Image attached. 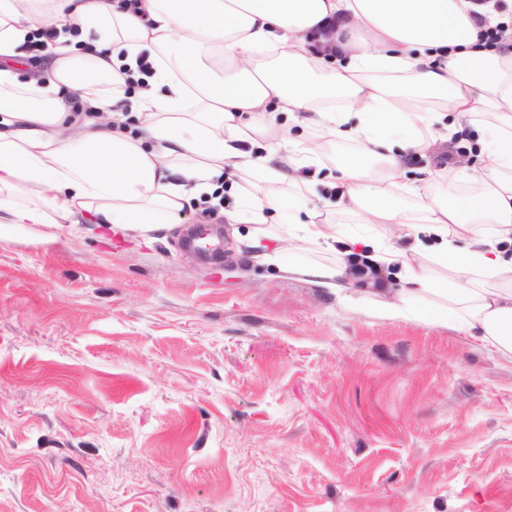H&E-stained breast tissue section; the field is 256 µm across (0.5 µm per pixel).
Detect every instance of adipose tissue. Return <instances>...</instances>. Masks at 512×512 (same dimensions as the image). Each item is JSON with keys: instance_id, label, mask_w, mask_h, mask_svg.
Wrapping results in <instances>:
<instances>
[{"instance_id": "ef3b65f1", "label": "adipose tissue", "mask_w": 512, "mask_h": 512, "mask_svg": "<svg viewBox=\"0 0 512 512\" xmlns=\"http://www.w3.org/2000/svg\"><path fill=\"white\" fill-rule=\"evenodd\" d=\"M140 7L0 0V224L152 232L191 202L218 205L219 180L235 176L249 189L224 217L250 225L245 246L258 259L274 258L261 225L288 220L289 250L338 255L289 273L339 295L351 265L399 269L404 287L376 283L363 301L512 355V40L485 39L512 24V0ZM331 23L330 53L309 35ZM36 32L46 65L27 75ZM455 138L473 163L428 164L436 143ZM328 139L357 145L332 180L320 174ZM406 156L426 161L408 181ZM449 179L465 190L434 193ZM286 184L322 187L333 204L304 210ZM336 212L359 230H340Z\"/></svg>"}]
</instances>
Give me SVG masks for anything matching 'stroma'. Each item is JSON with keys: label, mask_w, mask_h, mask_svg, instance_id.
Here are the masks:
<instances>
[{"label": "stroma", "mask_w": 512, "mask_h": 512, "mask_svg": "<svg viewBox=\"0 0 512 512\" xmlns=\"http://www.w3.org/2000/svg\"><path fill=\"white\" fill-rule=\"evenodd\" d=\"M247 231L0 224V512H512V357ZM265 239L266 237L261 233V228L256 226L245 238V246L250 251L256 252V254H253L255 258L263 261H271L274 259L273 254L276 255L279 251L284 250L285 247L281 248V245H278L274 250L268 251L269 244L264 242Z\"/></svg>", "instance_id": "obj_1"}]
</instances>
